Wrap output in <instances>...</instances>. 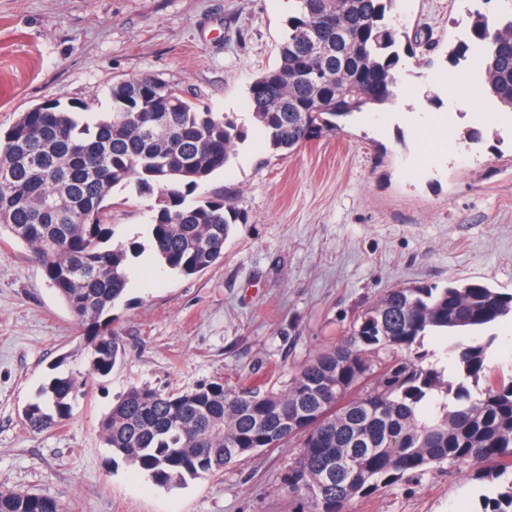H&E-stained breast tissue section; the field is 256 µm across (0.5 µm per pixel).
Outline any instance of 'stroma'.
<instances>
[{"label":"stroma","instance_id":"35a3bbf8","mask_svg":"<svg viewBox=\"0 0 512 512\" xmlns=\"http://www.w3.org/2000/svg\"><path fill=\"white\" fill-rule=\"evenodd\" d=\"M511 6L397 0L393 24L429 31L437 45L402 54L396 79L410 95L287 153L257 127L248 89L279 60L288 0H0L1 127L54 100L111 111L116 80L150 77L247 131L224 171L195 191L231 195L245 218L223 258L193 276L131 260L112 311L125 355L50 433L29 432L23 410L52 374L86 372L88 350L27 247L0 239V490L56 496L66 512H295L296 448L163 488L113 467L100 419L133 386L285 385L393 288L477 282L512 293V112L433 82L471 11L493 18ZM154 203L115 187V242L145 241ZM468 471L434 465L347 510L476 512Z\"/></svg>","mask_w":512,"mask_h":512}]
</instances>
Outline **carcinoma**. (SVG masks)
I'll return each mask as SVG.
<instances>
[{
	"label": "carcinoma",
	"instance_id": "cac0c4a2",
	"mask_svg": "<svg viewBox=\"0 0 512 512\" xmlns=\"http://www.w3.org/2000/svg\"><path fill=\"white\" fill-rule=\"evenodd\" d=\"M280 61L249 87L252 118L274 150L292 151L390 105L399 48L422 44L391 21L396 0H290ZM483 46L482 87L512 111V14L472 15ZM112 111L81 118L52 101L0 131V235L25 244L90 351L87 373L58 374L23 414L32 432L68 421L88 379L123 357L112 308L145 248L165 267L200 273L243 223L229 197L187 201L224 169L247 134L227 113L202 109L152 78L112 85ZM159 194L149 246L112 244L104 201L116 186ZM512 317V294L479 283L393 288L363 310L345 338L302 363L282 389L203 383L181 393L132 387L104 414L100 434L120 462L156 485L216 475L240 458L298 442L288 472L297 512H345L430 465L465 462L485 488L477 512H512V379L491 377L486 331ZM468 331L444 367L422 365L426 336ZM0 512H64L55 496L0 490Z\"/></svg>",
	"mask_w": 512,
	"mask_h": 512
}]
</instances>
